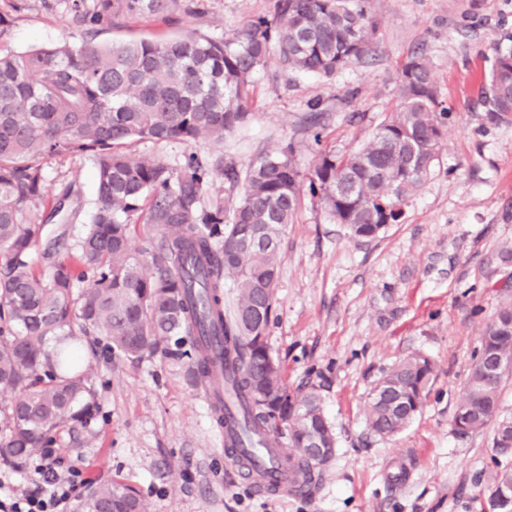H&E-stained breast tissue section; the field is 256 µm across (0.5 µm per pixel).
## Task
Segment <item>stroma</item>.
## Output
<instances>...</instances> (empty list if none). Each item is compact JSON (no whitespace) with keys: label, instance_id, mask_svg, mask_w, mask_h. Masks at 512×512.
<instances>
[{"label":"stroma","instance_id":"stroma-1","mask_svg":"<svg viewBox=\"0 0 512 512\" xmlns=\"http://www.w3.org/2000/svg\"><path fill=\"white\" fill-rule=\"evenodd\" d=\"M170 21L136 19L99 34L102 42L159 40L189 30L219 37L272 13L275 0H199ZM380 22L376 60L325 78L285 71L270 54L254 77L248 122L222 148L239 170L259 155L293 146L302 168L319 148L347 151L365 141L398 93L400 62L429 58L451 108L433 174L406 219L372 240L331 223L304 198L282 239L283 261L266 342L291 389L316 388L336 435V454L312 495L275 497L241 479L224 453L204 391L188 358L163 352L128 360L81 339L98 389L90 426L62 432L58 446L89 480L124 481L149 512H480L493 483L494 426L463 436L452 424L480 336L512 301V122L492 124L479 104L489 45L512 31V0H369ZM9 18L0 49L24 52L76 35L64 0H0ZM328 118L321 143L305 132L313 100ZM42 165L47 207L71 190L70 223L57 259L71 261L95 209V169L85 157L50 156ZM412 353L434 376L425 404L396 436L370 434L368 394L383 372ZM407 471L402 484L391 475Z\"/></svg>","mask_w":512,"mask_h":512}]
</instances>
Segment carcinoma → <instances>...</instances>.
I'll use <instances>...</instances> for the list:
<instances>
[{
  "label": "carcinoma",
  "instance_id": "carcinoma-1",
  "mask_svg": "<svg viewBox=\"0 0 512 512\" xmlns=\"http://www.w3.org/2000/svg\"><path fill=\"white\" fill-rule=\"evenodd\" d=\"M79 39L26 52H0V461L21 466L58 434L86 426L96 412L90 367L73 340L93 336L113 354L137 360L158 350L190 359V375L205 384L213 372L207 338L221 341L224 377L242 420L245 446L272 437L286 454L293 480L311 493L321 475L303 449L317 441L336 450L319 395H298L284 381L265 336L244 317L258 305L268 326L282 262L281 242L305 194L357 239L376 238L403 221L409 199L434 172L445 123L431 63L414 50L400 66L398 101L367 142L324 151L306 171L288 146L263 155L240 174L224 154L189 153L171 167L126 151L134 139L219 144L250 116L253 77L277 52L282 67L331 77L376 54L379 21L368 0H276L274 12L222 38L189 30L161 39L114 45L95 36L139 16L167 19L178 0H65ZM481 105L491 123L512 121V32L490 45ZM92 158L97 210L76 261H55L39 214L46 194L40 159ZM240 188L235 200L204 201L214 177ZM158 233L135 252L133 218ZM40 246L45 274L29 263ZM83 287H77V284ZM237 290L224 309V288ZM512 302L483 329L456 410L455 430L468 435L500 415L501 385L486 359H512ZM56 339L49 349L47 343ZM434 373L412 355L385 372L371 390L367 423L391 437L421 411ZM498 466L490 492L512 488V437L494 440ZM149 512L146 500L120 482L99 484L76 512Z\"/></svg>",
  "mask_w": 512,
  "mask_h": 512
}]
</instances>
